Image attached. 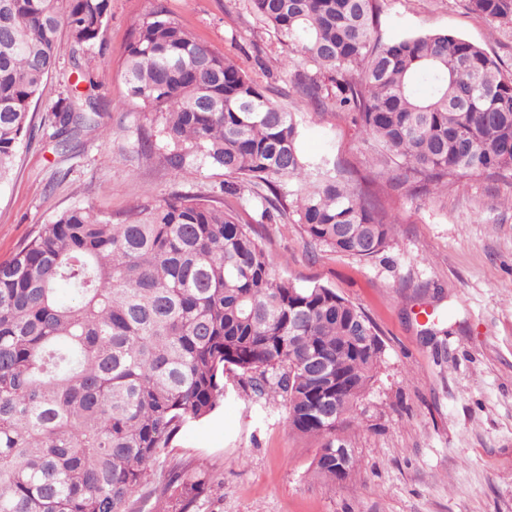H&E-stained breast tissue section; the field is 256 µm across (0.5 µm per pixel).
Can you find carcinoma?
Masks as SVG:
<instances>
[{
    "mask_svg": "<svg viewBox=\"0 0 512 512\" xmlns=\"http://www.w3.org/2000/svg\"><path fill=\"white\" fill-rule=\"evenodd\" d=\"M291 47L289 83L320 112H354L392 189L430 193L474 173L512 177V72L452 33L384 42L379 0H247ZM512 22V0H467ZM109 0H0V182L31 131V108L55 66L58 33L94 47ZM130 101L155 114L175 175L201 157L244 188L261 217L299 224L306 241L372 257L395 224L372 189L301 149L296 115L231 60L198 42L159 3L124 62ZM99 105L70 92L49 115L62 151L99 127ZM66 284L69 302L58 297ZM362 323L372 344L350 340ZM383 341L332 289L279 277L275 260L229 204L174 194L115 223L75 207L0 262V512H126L148 472L190 425L219 407L224 371L288 407V425L322 440L314 472L344 481L336 442L357 423ZM348 371L340 426L313 412L308 360ZM159 512H194L206 471L169 472Z\"/></svg>",
    "mask_w": 512,
    "mask_h": 512,
    "instance_id": "cac0c4a2",
    "label": "carcinoma"
}]
</instances>
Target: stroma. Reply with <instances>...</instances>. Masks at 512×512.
I'll list each match as a JSON object with an SVG mask.
<instances>
[{"label":"stroma","instance_id":"obj_1","mask_svg":"<svg viewBox=\"0 0 512 512\" xmlns=\"http://www.w3.org/2000/svg\"><path fill=\"white\" fill-rule=\"evenodd\" d=\"M159 3L260 85L285 91L281 103L296 113L307 158L369 170L373 154L350 114L301 107L288 94L289 51L246 0H110L99 46L75 54L68 37L59 40L33 131L0 184V261L73 207L118 221L175 192L222 201L223 169L195 157L174 175L159 122L126 101V50ZM380 4L383 39L448 31L512 70V24L491 25L466 0ZM81 71L90 81H78ZM74 88L101 104L107 131L84 134L62 153L48 116ZM143 133L152 155L136 148ZM379 199L396 233L367 259L308 245L301 225L264 223L256 202L239 205L279 276L331 288L379 331L382 362L347 434L357 460L349 477L315 478L318 440L289 428L282 399L257 396L228 370L223 404L166 449L131 495L130 512H156L168 496L167 471L180 466L204 467L220 486L196 512H512V180L468 176L419 197L386 187Z\"/></svg>","mask_w":512,"mask_h":512}]
</instances>
